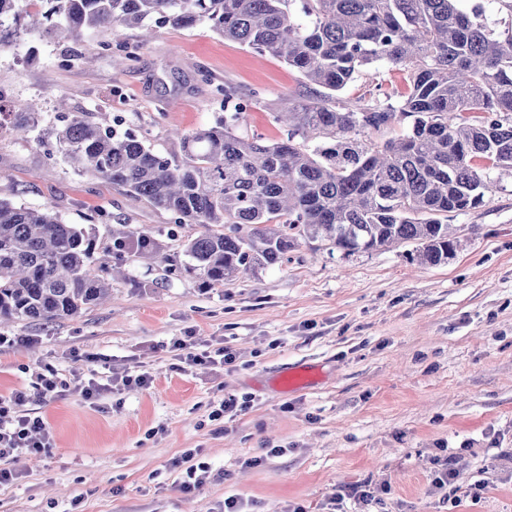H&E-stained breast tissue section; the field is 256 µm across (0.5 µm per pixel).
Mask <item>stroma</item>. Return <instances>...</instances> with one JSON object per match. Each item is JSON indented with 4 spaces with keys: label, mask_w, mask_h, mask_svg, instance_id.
<instances>
[{
    "label": "stroma",
    "mask_w": 512,
    "mask_h": 512,
    "mask_svg": "<svg viewBox=\"0 0 512 512\" xmlns=\"http://www.w3.org/2000/svg\"><path fill=\"white\" fill-rule=\"evenodd\" d=\"M126 40L136 61L93 38L65 47L32 37L0 53V197L91 228L96 258H112L110 302L46 324L0 322V336L28 340L0 345V399L49 369L103 387L94 401L71 389L32 397L26 410L46 421L51 446L15 463L0 512H224L231 496L243 512H442L431 481L444 454L464 494L458 512H512V174L451 220L447 263H420L409 244L346 256L303 240L279 264L202 287L197 275L167 271L198 225H175L123 187L46 159L36 135L55 124L63 99L175 154L176 132L223 115L215 88L225 83L248 99L241 134L278 138L285 131L270 108L310 88L280 60L203 26L162 28L146 43L130 29ZM377 86L391 94L403 79L375 64L341 96L354 107ZM29 104L34 134L20 138L13 115ZM183 336L199 352L230 347L237 360L187 365L170 349ZM300 364L318 379L283 390L281 373ZM143 372L149 387L112 384ZM227 395L248 409L211 420ZM190 449L209 477L187 493L173 463ZM360 483L389 490L367 505H332Z\"/></svg>",
    "instance_id": "35a3bbf8"
}]
</instances>
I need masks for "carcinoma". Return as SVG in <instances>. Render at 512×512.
Returning <instances> with one entry per match:
<instances>
[{
    "label": "carcinoma",
    "mask_w": 512,
    "mask_h": 512,
    "mask_svg": "<svg viewBox=\"0 0 512 512\" xmlns=\"http://www.w3.org/2000/svg\"><path fill=\"white\" fill-rule=\"evenodd\" d=\"M0 0V51L30 32L58 43L98 38L132 61L125 31L199 25L276 57L317 87L271 112L286 136L238 132L245 108L179 133L164 155L87 112L61 113L38 139L79 172L126 189L204 231L183 270L206 287L281 262L302 239L345 255L412 243L420 262L454 252L448 219L477 209L494 171L512 173V31L497 34L458 0ZM403 75L401 101L356 109L338 93L369 64ZM410 120L409 131L363 140ZM95 242L48 206L0 198V320L66 319L108 299Z\"/></svg>",
    "instance_id": "obj_1"
}]
</instances>
